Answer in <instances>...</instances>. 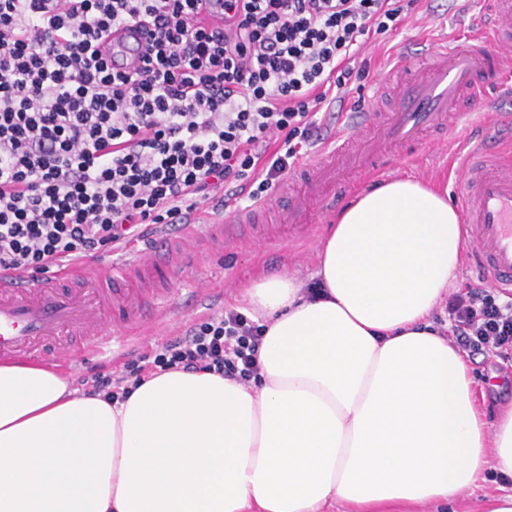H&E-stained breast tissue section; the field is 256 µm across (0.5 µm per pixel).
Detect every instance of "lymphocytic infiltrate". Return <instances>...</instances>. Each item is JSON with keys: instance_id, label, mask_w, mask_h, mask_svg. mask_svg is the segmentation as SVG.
<instances>
[{"instance_id": "f902f5d3", "label": "lymphocytic infiltrate", "mask_w": 512, "mask_h": 512, "mask_svg": "<svg viewBox=\"0 0 512 512\" xmlns=\"http://www.w3.org/2000/svg\"><path fill=\"white\" fill-rule=\"evenodd\" d=\"M420 2L0 0V270L38 278L190 223L219 191L265 201L367 73L369 39ZM211 3L223 28L201 19ZM133 23L151 39L120 72L97 43ZM445 309L455 346L512 362L511 293L471 285ZM264 332L228 309L81 383L115 401L171 370L247 382Z\"/></svg>"}]
</instances>
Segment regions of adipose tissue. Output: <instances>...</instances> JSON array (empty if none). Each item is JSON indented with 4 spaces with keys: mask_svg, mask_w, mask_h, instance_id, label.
Here are the masks:
<instances>
[{
    "mask_svg": "<svg viewBox=\"0 0 512 512\" xmlns=\"http://www.w3.org/2000/svg\"><path fill=\"white\" fill-rule=\"evenodd\" d=\"M465 230L438 190L386 182L330 225L320 296L247 289L256 383L167 371L127 399L0 360V512H416L486 469L512 478V408L486 422L461 350L429 318Z\"/></svg>",
    "mask_w": 512,
    "mask_h": 512,
    "instance_id": "obj_1",
    "label": "adipose tissue"
}]
</instances>
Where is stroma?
<instances>
[{"mask_svg":"<svg viewBox=\"0 0 512 512\" xmlns=\"http://www.w3.org/2000/svg\"><path fill=\"white\" fill-rule=\"evenodd\" d=\"M428 10L423 19H409L397 32L370 38L366 54L370 62L365 79L364 109L369 113L386 114L398 111L400 101L395 89L404 79L403 72L394 70L392 59L408 52L410 67L418 68L439 59L445 45L464 38L475 24H488L493 15L489 0H427ZM489 113L471 116L459 124L438 131L422 133L420 150L401 164L403 148H393L382 162L384 170L378 175L361 179L350 175L351 191L336 194L335 207L323 206L315 200L310 204L305 223L289 224L283 215L288 210V196L293 187L306 186L316 148L303 149L294 168L284 176L268 202L259 223L240 225L238 238L232 242L221 239L217 227L233 219L235 208L199 212L198 223L171 226L156 234L158 245H174L196 241L198 250L185 254L180 269L162 286L159 301L160 317L140 336H128L123 324L107 317L106 332L110 344L97 354L78 358L64 372L71 382L88 375L90 368L104 365L121 371L133 356L152 351L167 337L184 333L200 320L218 315L224 310L244 307L243 288L261 274L288 271L303 285H310L318 263V251L327 224L363 192L377 184L393 179H414L447 192L449 203H456L460 184L448 161L439 158L437 147L454 152L466 138L496 141L501 131L490 120L493 112L512 114V92L490 89ZM475 378L474 388L480 407L487 418L512 406V367L486 354L468 360Z\"/></svg>","mask_w":512,"mask_h":512,"instance_id":"1","label":"stroma"}]
</instances>
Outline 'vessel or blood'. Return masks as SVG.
Masks as SVG:
<instances>
[{
    "mask_svg": "<svg viewBox=\"0 0 512 512\" xmlns=\"http://www.w3.org/2000/svg\"><path fill=\"white\" fill-rule=\"evenodd\" d=\"M490 30L475 33L446 49L437 63L415 69L399 88L400 108L384 126L380 139L362 144L366 114L353 113L337 135L323 143L313 165L308 195L296 196L288 210L296 217L309 195H331L341 169L372 172V162L392 145H406L429 128L445 126L454 117L483 101L488 83L512 80V0H493ZM149 38L147 28L119 27L113 43L119 55L115 68L139 62L138 50ZM462 177L458 208L472 241L471 256L487 280L512 290V156L486 145H475L460 156ZM172 253L135 257L113 265L110 281L91 276L79 263L68 262L39 280L0 271V355L33 358L55 354L65 363L76 354L96 351L105 343L104 312L118 311L121 322L134 325L144 307L141 297L119 298L110 282H128L131 274L151 278L170 272ZM59 336L80 337V344L55 353Z\"/></svg>",
    "mask_w": 512,
    "mask_h": 512,
    "instance_id": "b4317fda",
    "label": "vessel or blood"
}]
</instances>
